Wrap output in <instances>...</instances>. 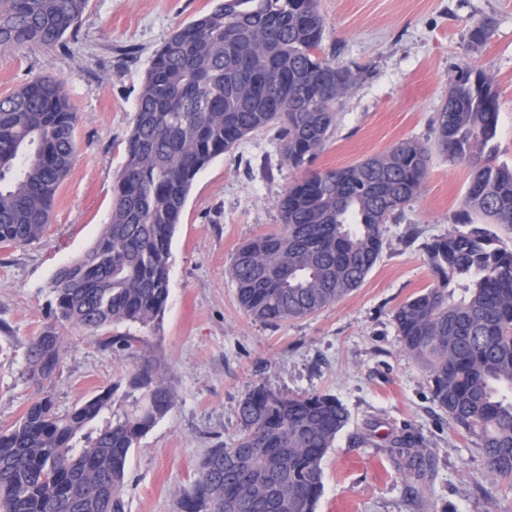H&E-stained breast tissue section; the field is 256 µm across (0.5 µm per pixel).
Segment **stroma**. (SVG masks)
<instances>
[{"label": "stroma", "mask_w": 512, "mask_h": 512, "mask_svg": "<svg viewBox=\"0 0 512 512\" xmlns=\"http://www.w3.org/2000/svg\"><path fill=\"white\" fill-rule=\"evenodd\" d=\"M213 4L89 0L75 46L0 52V97L32 77H57L78 114L75 161L43 235L0 247V427L36 397L27 351L52 326L64 338L51 388L61 414L137 368L145 351L165 360L174 405L131 451L126 512H177L206 449L236 438L238 404L256 386L332 394L348 411L322 462L316 512H512V487L491 486L475 439L433 401L393 321L395 309L433 281L425 243L459 229L467 169L439 152L430 156L420 194L384 224L382 253L360 288L306 318L276 327L253 319L230 275L244 242L280 227L275 202L301 176L267 130L195 178L173 238L159 331L130 326L139 347L115 354L103 346L111 328L92 335L56 319L51 279L109 221L150 60L177 26ZM319 9L324 55L365 74L337 104L336 128L313 169L350 165L404 139L433 144L448 81L465 67L492 80L496 161L512 166V0H319ZM476 20L491 30L475 49L469 29ZM407 433L424 439L426 474L415 482L388 453L391 440Z\"/></svg>", "instance_id": "1"}]
</instances>
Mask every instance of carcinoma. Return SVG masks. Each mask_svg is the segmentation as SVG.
I'll use <instances>...</instances> for the list:
<instances>
[{"mask_svg": "<svg viewBox=\"0 0 512 512\" xmlns=\"http://www.w3.org/2000/svg\"><path fill=\"white\" fill-rule=\"evenodd\" d=\"M88 0H0V50L66 45ZM486 21L471 25L483 46ZM319 0H217L155 52L138 96L112 213L98 239L52 277L57 319L89 333L107 326L157 328L170 293L171 244L190 187L215 158L251 134L276 130L295 169L336 128V104L362 68L320 54ZM77 113L61 79L35 77L0 98V245L25 246L45 231L75 157ZM498 103L470 68L451 80L436 113L435 146L468 167L456 214L469 226L425 246L434 281L394 311L403 350L426 371L434 401L476 439L493 480L512 482V250L481 215L512 226V168L495 161ZM430 147L404 139L343 167L313 171L276 201L282 228L254 235L231 266L240 306L267 325L307 317L364 282L383 249V224L420 192ZM140 341L116 333V353ZM63 356L46 328L27 352L41 396L0 430V512H125L127 463L138 440L174 404L159 358L71 411L49 387ZM234 442L208 449L178 512H315L321 463L348 422L330 394L282 395L262 386L238 406ZM421 440L390 453L422 475ZM270 472L265 496H239L244 478Z\"/></svg>", "mask_w": 512, "mask_h": 512, "instance_id": "obj_1", "label": "carcinoma"}]
</instances>
